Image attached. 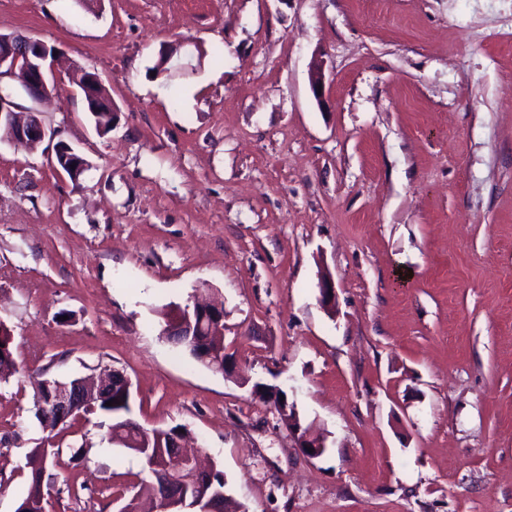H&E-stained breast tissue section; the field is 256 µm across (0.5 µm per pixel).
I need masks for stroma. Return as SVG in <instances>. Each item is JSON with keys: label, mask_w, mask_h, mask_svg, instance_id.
Instances as JSON below:
<instances>
[{"label": "stroma", "mask_w": 512, "mask_h": 512, "mask_svg": "<svg viewBox=\"0 0 512 512\" xmlns=\"http://www.w3.org/2000/svg\"><path fill=\"white\" fill-rule=\"evenodd\" d=\"M0 32L62 53L46 103L0 84L56 133L0 137V512L48 443L31 375L98 364L246 512H512V0H0ZM178 42L184 67L152 74ZM78 69L112 99L107 135ZM196 296L224 306L232 375L162 334ZM100 422L55 437L89 453L46 512H119L142 474ZM11 337L10 328L5 322L0 321V344H3V347H0V352H2V357H0L1 379L16 369ZM278 390L279 389L275 388L273 396L268 399H270L274 403V407L285 416L288 430L296 438L298 448H302L305 455L310 459L320 457L324 453L325 448H327L326 436L311 429L303 428L299 418L294 412L286 414L287 403L280 401V396L283 395V393ZM308 448H312L313 452H309Z\"/></svg>", "instance_id": "obj_1"}]
</instances>
